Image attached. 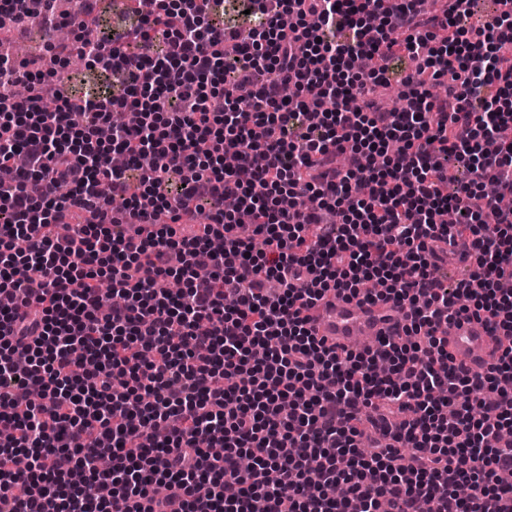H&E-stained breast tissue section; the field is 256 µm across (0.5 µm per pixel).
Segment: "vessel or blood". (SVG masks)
<instances>
[{
  "instance_id": "obj_1",
  "label": "vessel or blood",
  "mask_w": 512,
  "mask_h": 512,
  "mask_svg": "<svg viewBox=\"0 0 512 512\" xmlns=\"http://www.w3.org/2000/svg\"><path fill=\"white\" fill-rule=\"evenodd\" d=\"M313 334L327 344L351 347L354 340L395 338L403 333L404 321L391 303L324 297L309 313ZM452 363L464 372L479 371L494 364L506 344L504 336L491 330L485 319L463 318L444 329Z\"/></svg>"
}]
</instances>
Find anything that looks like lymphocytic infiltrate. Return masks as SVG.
<instances>
[{"mask_svg":"<svg viewBox=\"0 0 512 512\" xmlns=\"http://www.w3.org/2000/svg\"><path fill=\"white\" fill-rule=\"evenodd\" d=\"M223 2L134 0L115 47L82 0L50 65L0 47V85L27 88L0 95V166L26 157L0 186V512H512V345L460 373L438 334L512 338V208L485 192L512 194V0L472 39L411 2L246 0L244 30ZM402 52L424 64L386 110ZM76 56L124 85L64 96ZM116 112L141 122L101 139ZM117 152L154 157L141 193ZM75 207L90 220L52 235ZM452 255L476 265L451 288ZM330 292L392 301L405 341L326 345L305 313ZM398 419L396 447L377 428Z\"/></svg>","mask_w":512,"mask_h":512,"instance_id":"lymphocytic-infiltrate-1","label":"lymphocytic infiltrate"}]
</instances>
